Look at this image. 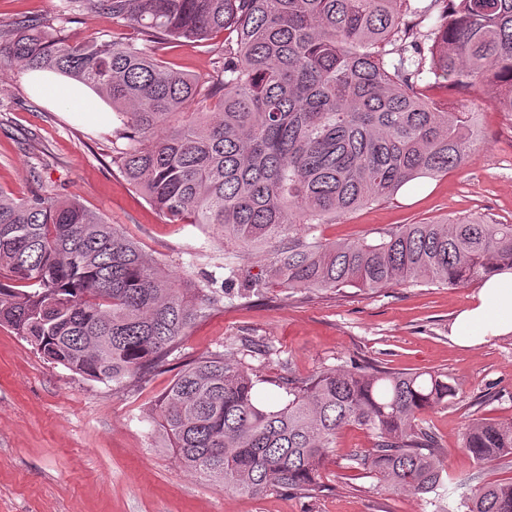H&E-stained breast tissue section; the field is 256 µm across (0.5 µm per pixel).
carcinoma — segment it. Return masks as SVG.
<instances>
[{
    "label": "carcinoma",
    "instance_id": "1",
    "mask_svg": "<svg viewBox=\"0 0 512 512\" xmlns=\"http://www.w3.org/2000/svg\"><path fill=\"white\" fill-rule=\"evenodd\" d=\"M60 0L59 19L107 11L128 41H84L38 19L0 24V71L20 65L90 86L122 124L113 162L174 221L203 225L249 264L224 280L175 284L133 240L75 196L40 184L0 189V326L42 358L81 376L143 378L191 325L274 286L377 290L480 281L512 268V224L489 217L398 224L380 239L330 241L318 228L407 183L467 163L480 138L475 112H452L418 88L412 52L428 41L437 85H483L512 112V0ZM434 17L428 31L406 11ZM224 34L208 85L155 56L168 40ZM256 265L265 277L251 274ZM264 380L215 352L187 365L157 400L164 447L224 488L309 494L323 488L336 437L369 431L347 455L375 488L425 497L453 484L424 414L455 387L439 370L357 362L308 378ZM463 447L479 464L512 458V421L477 417ZM464 512H512V480L466 478Z\"/></svg>",
    "mask_w": 512,
    "mask_h": 512
}]
</instances>
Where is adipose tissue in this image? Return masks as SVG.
Instances as JSON below:
<instances>
[{
	"instance_id": "ef3b65f1",
	"label": "adipose tissue",
	"mask_w": 512,
	"mask_h": 512,
	"mask_svg": "<svg viewBox=\"0 0 512 512\" xmlns=\"http://www.w3.org/2000/svg\"><path fill=\"white\" fill-rule=\"evenodd\" d=\"M31 89L73 118L107 123L110 111L84 84L69 81L54 72L30 71L24 76ZM512 333V270L485 276L471 305L459 312L450 327L453 342L478 347L490 338Z\"/></svg>"
}]
</instances>
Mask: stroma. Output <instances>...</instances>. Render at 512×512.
Returning a JSON list of instances; mask_svg holds the SVG:
<instances>
[{
  "label": "stroma",
  "instance_id": "obj_1",
  "mask_svg": "<svg viewBox=\"0 0 512 512\" xmlns=\"http://www.w3.org/2000/svg\"><path fill=\"white\" fill-rule=\"evenodd\" d=\"M65 30L86 41L131 35L104 12L71 16ZM223 52L219 35L202 46L164 45L158 56L204 81ZM430 95L478 113V152L447 175L416 180L391 199L338 216L322 226L325 238L372 239L396 224L475 214L512 224V113L491 109L478 84L437 87ZM115 129L112 123L74 122L44 105L27 89L22 68L1 72L0 189L27 197L42 183L77 196L119 225L172 280L223 279L224 259L235 256V248L205 227L171 222L130 185L112 161ZM479 288L475 282L232 295L190 328L162 366L119 384L47 363L13 330L0 327V512H455L458 496L433 506L402 491L376 493L362 472L342 473V459L370 445L367 431L355 427L336 438L325 490L250 496L224 489L182 467L165 447L151 408L184 365L228 350L267 379L289 372L305 378L352 360L396 370L439 369L456 395L426 418L441 439L448 471L467 477L477 469L462 448L468 421H512V334L472 348L449 337L453 318ZM250 346L261 348V355L248 356Z\"/></svg>",
  "mask_w": 512,
  "mask_h": 512
}]
</instances>
